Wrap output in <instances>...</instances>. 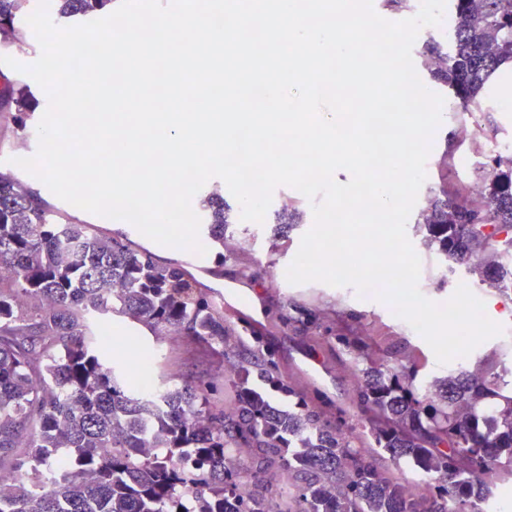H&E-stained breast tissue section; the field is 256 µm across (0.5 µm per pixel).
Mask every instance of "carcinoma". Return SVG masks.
<instances>
[{
    "label": "carcinoma",
    "mask_w": 512,
    "mask_h": 512,
    "mask_svg": "<svg viewBox=\"0 0 512 512\" xmlns=\"http://www.w3.org/2000/svg\"><path fill=\"white\" fill-rule=\"evenodd\" d=\"M27 0H0V50L18 40ZM449 44L428 41L422 71L452 89L464 112L481 111L489 75L512 60V0H453ZM112 0H57V16H98ZM26 87L0 88V111L25 126ZM477 197L430 188L419 213L428 241L448 258L512 257V152L474 164ZM202 235L224 246L235 219L224 195L209 193ZM285 238L296 207L276 214ZM122 316L156 336H183L206 356L226 358L232 336L223 307L186 271L148 249L61 221L35 192L0 172V512H483L489 470L512 476V370L449 374L440 397L413 386L412 367L372 360L368 344L338 343L370 366L358 370V404L368 435H353L322 407L259 368L257 379L288 394L278 407L248 386L250 361L230 405L201 377L164 380L157 406L132 393L100 319ZM249 449L240 460L235 449ZM388 454L386 464L382 454ZM62 483L40 492L55 458ZM432 481L427 496L394 465ZM248 482L243 499L239 486Z\"/></svg>",
    "instance_id": "1"
}]
</instances>
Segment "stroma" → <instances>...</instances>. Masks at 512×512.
I'll use <instances>...</instances> for the list:
<instances>
[{
    "label": "stroma",
    "mask_w": 512,
    "mask_h": 512,
    "mask_svg": "<svg viewBox=\"0 0 512 512\" xmlns=\"http://www.w3.org/2000/svg\"><path fill=\"white\" fill-rule=\"evenodd\" d=\"M0 75L27 86L32 97V114L25 128H18L11 113L0 112V171L16 174L69 221L100 225L104 233L113 236L124 234L126 225L61 200L39 178L16 165V158H30L37 152V116L46 111L49 97L33 78L16 69L0 64ZM430 146L425 188L419 191L416 200L418 207L426 203L427 188L444 183L453 191L468 187L473 181L476 160L473 143L460 137L455 124L441 121L432 134ZM287 200L298 205L302 219L289 231L284 243L275 240L274 226L267 221L239 223L234 232L226 234L224 257L220 260L211 251L199 261L192 251L165 247L151 240L146 243L162 263L187 269L210 294L224 292L229 287L249 299L252 311L242 313L229 308L224 311L235 330V338L229 344L228 363H237L239 353L247 350L261 354L276 364L279 374L292 386L307 390L329 407L343 408L346 428L356 430L364 426L357 404V382L351 372L353 363L338 346L337 337L356 336L371 345L376 357L388 354L402 364H419L416 384L420 387L432 380L445 379L451 372L471 374L512 367V294L501 293L489 282L481 281L478 275L469 273L467 265H450L436 246L428 243L417 211L411 212L406 222V234L421 260L418 281L421 294L442 304L458 285H466L483 301L486 315L503 328L502 334L446 365L438 363L426 340L397 317L390 302L364 296L351 286L333 287L318 281L288 282L286 270L302 236L313 225V211L308 198L287 186L275 189L271 210H278ZM243 238L249 239V246H240ZM107 333L117 358L129 359L134 347L142 352H160L157 376L175 373L190 379L222 378L214 363L201 357L186 338L179 336L161 346L146 328L118 316L108 324Z\"/></svg>",
    "instance_id": "35a3bbf8"
}]
</instances>
